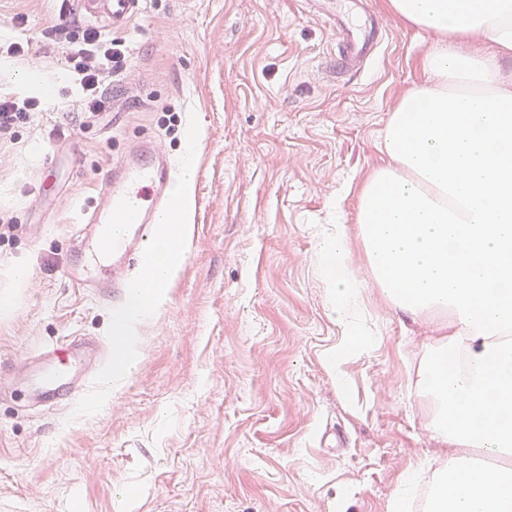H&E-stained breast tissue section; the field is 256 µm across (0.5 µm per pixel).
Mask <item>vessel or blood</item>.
I'll return each instance as SVG.
<instances>
[{"instance_id":"obj_1","label":"vessel or blood","mask_w":512,"mask_h":512,"mask_svg":"<svg viewBox=\"0 0 512 512\" xmlns=\"http://www.w3.org/2000/svg\"><path fill=\"white\" fill-rule=\"evenodd\" d=\"M141 0H76L88 19L124 29L140 10ZM336 38L337 75L355 74L374 60L386 36L378 17L364 0H316ZM175 167L153 141H139L103 176L92 208L82 209L79 221L84 262L69 267L67 277L77 288H95L104 297L125 295L148 283L145 253L160 212L171 209ZM55 365L41 373L38 390L42 403L56 405L71 395V378L81 373L90 354L79 342L50 346Z\"/></svg>"}]
</instances>
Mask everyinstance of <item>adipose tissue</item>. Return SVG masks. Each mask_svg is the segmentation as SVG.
<instances>
[{"label":"adipose tissue","mask_w":512,"mask_h":512,"mask_svg":"<svg viewBox=\"0 0 512 512\" xmlns=\"http://www.w3.org/2000/svg\"><path fill=\"white\" fill-rule=\"evenodd\" d=\"M399 21L440 35L430 76L399 101L382 132L388 162L362 188L356 225L333 224L319 245L332 310L347 345L343 364L372 330L351 256L360 251L387 305L433 324L416 391L426 427L447 449L428 512H512V0H387ZM182 209L160 218L149 288L128 294L113 319L112 371L132 368L130 319L154 312L180 268ZM496 457L493 470L472 454Z\"/></svg>","instance_id":"obj_1"}]
</instances>
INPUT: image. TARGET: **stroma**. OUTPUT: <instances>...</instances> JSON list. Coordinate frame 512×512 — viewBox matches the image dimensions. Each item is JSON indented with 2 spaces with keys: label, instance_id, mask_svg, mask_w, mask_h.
I'll return each mask as SVG.
<instances>
[{
  "label": "stroma",
  "instance_id": "1",
  "mask_svg": "<svg viewBox=\"0 0 512 512\" xmlns=\"http://www.w3.org/2000/svg\"><path fill=\"white\" fill-rule=\"evenodd\" d=\"M389 29L377 59L336 79V43L303 0H142L118 36L129 76L93 118L49 35L63 0H0V99L42 111L0 141V512H388L402 476L435 469L438 445L414 393L433 331L364 304L379 335L335 378L346 340L318 273L325 226L355 224L386 161L376 141L427 73L436 33L366 0ZM35 73L37 85L22 83ZM192 164L181 267L154 313L130 323L134 367H93L76 399L45 409L23 368L64 339L112 340L119 303L71 287L79 207L141 139ZM46 196L40 207L31 199ZM30 268L15 281L5 270Z\"/></svg>",
  "mask_w": 512,
  "mask_h": 512
}]
</instances>
